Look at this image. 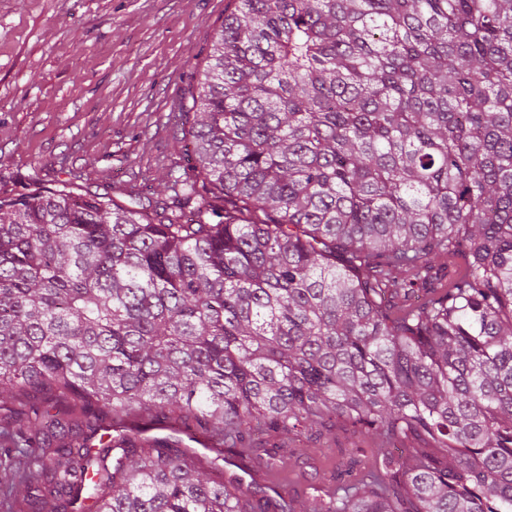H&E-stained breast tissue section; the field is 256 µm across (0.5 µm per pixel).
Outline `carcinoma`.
<instances>
[{
  "mask_svg": "<svg viewBox=\"0 0 512 512\" xmlns=\"http://www.w3.org/2000/svg\"><path fill=\"white\" fill-rule=\"evenodd\" d=\"M232 4L172 202L0 196L11 512H512V0ZM147 412L223 451L118 429ZM340 423L387 443L362 479L224 483Z\"/></svg>",
  "mask_w": 512,
  "mask_h": 512,
  "instance_id": "obj_1",
  "label": "carcinoma"
}]
</instances>
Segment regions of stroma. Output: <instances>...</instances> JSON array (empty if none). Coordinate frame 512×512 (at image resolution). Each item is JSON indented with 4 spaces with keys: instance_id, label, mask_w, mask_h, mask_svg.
I'll use <instances>...</instances> for the list:
<instances>
[{
    "instance_id": "stroma-1",
    "label": "stroma",
    "mask_w": 512,
    "mask_h": 512,
    "mask_svg": "<svg viewBox=\"0 0 512 512\" xmlns=\"http://www.w3.org/2000/svg\"><path fill=\"white\" fill-rule=\"evenodd\" d=\"M231 0H0V195L68 180L125 201L192 173L191 89ZM372 436H292L263 483L307 498Z\"/></svg>"
}]
</instances>
